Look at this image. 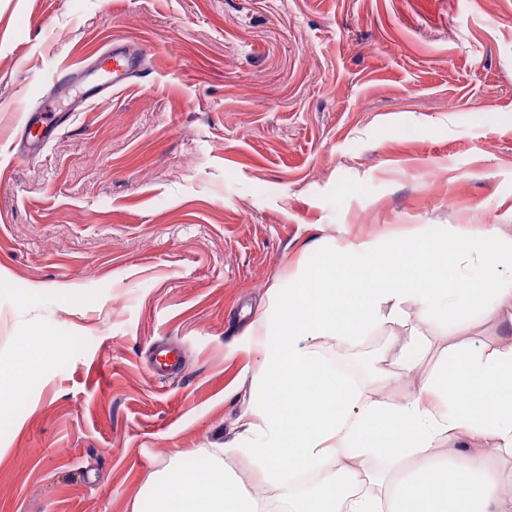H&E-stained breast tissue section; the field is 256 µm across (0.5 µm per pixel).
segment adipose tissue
I'll return each mask as SVG.
<instances>
[{"instance_id":"obj_1","label":"adipose tissue","mask_w":512,"mask_h":512,"mask_svg":"<svg viewBox=\"0 0 512 512\" xmlns=\"http://www.w3.org/2000/svg\"><path fill=\"white\" fill-rule=\"evenodd\" d=\"M268 308L252 324L261 359L258 396L241 432L207 453L206 470L174 465L149 480L156 512H259L252 492L233 479L229 462L246 454L270 481L282 462L336 473L317 490L285 501L280 512H512L488 473L487 450L512 454V340L492 336L479 348L449 346L416 397L385 404L307 347V340L349 341L384 323L407 324L412 307L466 323L474 304L491 299L512 316V236L484 224L388 239H361L329 252L314 269H286ZM411 324V323H410ZM53 346L21 340L0 357V406L17 398ZM467 438L456 460L445 443ZM363 457L385 460L398 484L371 478L370 488L342 492Z\"/></svg>"}]
</instances>
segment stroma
<instances>
[{"label": "stroma", "mask_w": 512, "mask_h": 512, "mask_svg": "<svg viewBox=\"0 0 512 512\" xmlns=\"http://www.w3.org/2000/svg\"><path fill=\"white\" fill-rule=\"evenodd\" d=\"M116 37L146 59L92 103L65 74ZM479 224L512 225V0H0V353L65 344L0 415V512H151L148 479L255 404L284 268ZM423 316L416 374L407 325L317 349L393 403L449 345L512 337L484 305ZM413 330L415 337L403 348L401 355L403 366L408 374H412L417 370L422 351L427 346V339L424 337L426 334L424 333L425 328L423 322L421 321L415 325Z\"/></svg>", "instance_id": "obj_1"}]
</instances>
